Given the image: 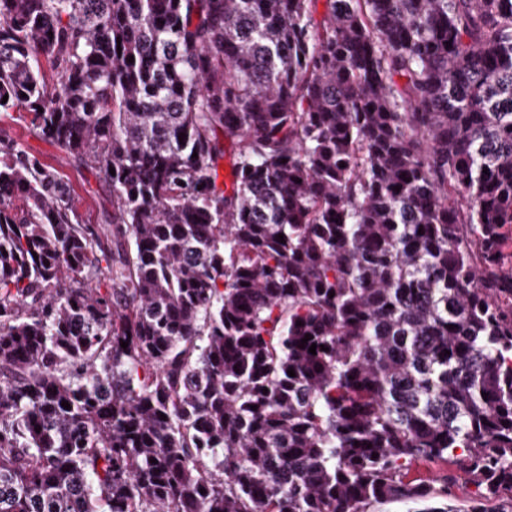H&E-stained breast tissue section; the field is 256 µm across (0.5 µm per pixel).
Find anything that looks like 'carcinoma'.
I'll return each instance as SVG.
<instances>
[{"instance_id":"carcinoma-1","label":"carcinoma","mask_w":512,"mask_h":512,"mask_svg":"<svg viewBox=\"0 0 512 512\" xmlns=\"http://www.w3.org/2000/svg\"><path fill=\"white\" fill-rule=\"evenodd\" d=\"M15 107L0 512H512V0H0ZM0 128L19 144L30 159L55 168L70 187V202L82 224L112 223V193L94 170L76 161L58 145L45 140L22 108L0 112ZM446 474L455 477V481L450 485L452 503L461 508H466L473 497L475 486L452 462L448 461V464L443 462H416L408 472V479L437 480L434 486L439 488L442 484L440 478Z\"/></svg>"}]
</instances>
